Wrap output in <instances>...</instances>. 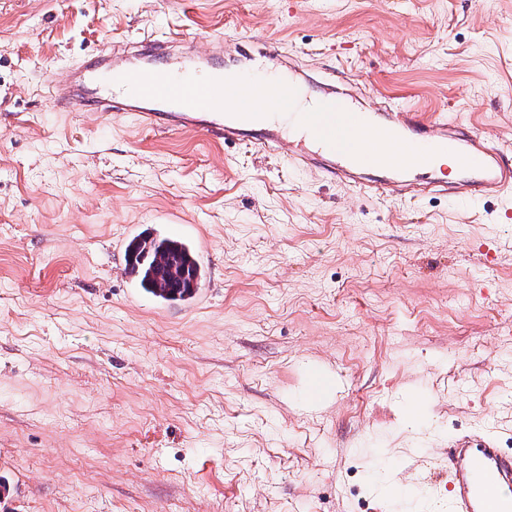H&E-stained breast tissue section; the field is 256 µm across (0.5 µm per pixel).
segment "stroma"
<instances>
[{
  "instance_id": "stroma-1",
  "label": "stroma",
  "mask_w": 512,
  "mask_h": 512,
  "mask_svg": "<svg viewBox=\"0 0 512 512\" xmlns=\"http://www.w3.org/2000/svg\"><path fill=\"white\" fill-rule=\"evenodd\" d=\"M173 30L512 148V0H0V512H443L454 438L512 453L505 201L370 197L41 90ZM144 233L198 252L195 298L122 275L113 241ZM403 459L430 481L400 499Z\"/></svg>"
}]
</instances>
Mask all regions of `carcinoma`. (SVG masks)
<instances>
[{
  "mask_svg": "<svg viewBox=\"0 0 512 512\" xmlns=\"http://www.w3.org/2000/svg\"><path fill=\"white\" fill-rule=\"evenodd\" d=\"M188 243L173 237L143 236L127 245L128 260L138 269L140 284L161 302L185 301L204 279L202 264Z\"/></svg>",
  "mask_w": 512,
  "mask_h": 512,
  "instance_id": "1",
  "label": "carcinoma"
}]
</instances>
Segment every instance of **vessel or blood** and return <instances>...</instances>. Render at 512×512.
<instances>
[{"instance_id":"vessel-or-blood-1","label":"vessel or blood","mask_w":512,"mask_h":512,"mask_svg":"<svg viewBox=\"0 0 512 512\" xmlns=\"http://www.w3.org/2000/svg\"><path fill=\"white\" fill-rule=\"evenodd\" d=\"M221 66L196 56L173 33L109 43L44 78L53 105L68 112L136 113L141 125L164 132L193 131L216 144L244 142L263 153L288 143L281 124L260 123L258 108L272 103L304 127V149L289 161L329 180L372 194L406 196L408 181L372 180L365 169L428 172L436 155L452 157L459 175L434 181L454 198L502 197L512 192V151L472 125L428 117L409 108L384 109L379 120L348 111L330 97L313 112L292 109L293 83L267 77L227 83ZM236 111H225L226 102ZM448 512H512V455L489 434L454 439L448 451Z\"/></svg>"}]
</instances>
